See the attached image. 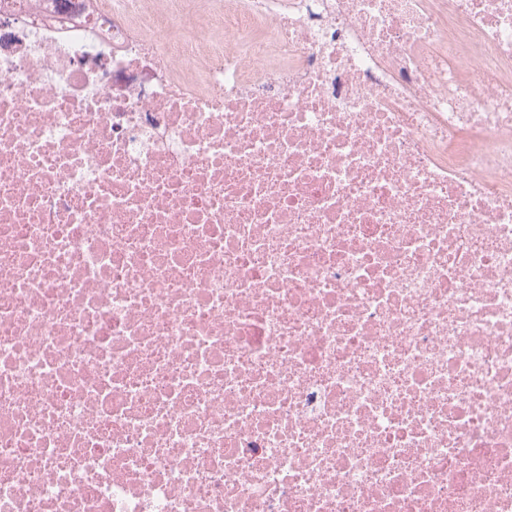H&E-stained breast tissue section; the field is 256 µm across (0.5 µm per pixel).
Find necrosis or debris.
Listing matches in <instances>:
<instances>
[{"label":"necrosis or debris","instance_id":"4bbe7bcc","mask_svg":"<svg viewBox=\"0 0 512 512\" xmlns=\"http://www.w3.org/2000/svg\"><path fill=\"white\" fill-rule=\"evenodd\" d=\"M0 512H512V0H0Z\"/></svg>","mask_w":512,"mask_h":512}]
</instances>
